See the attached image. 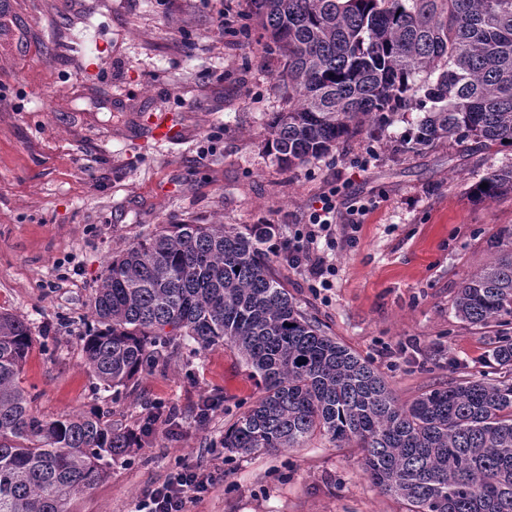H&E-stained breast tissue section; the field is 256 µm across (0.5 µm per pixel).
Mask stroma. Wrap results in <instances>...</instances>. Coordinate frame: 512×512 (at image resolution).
Returning <instances> with one entry per match:
<instances>
[{
	"label": "stroma",
	"mask_w": 512,
	"mask_h": 512,
	"mask_svg": "<svg viewBox=\"0 0 512 512\" xmlns=\"http://www.w3.org/2000/svg\"><path fill=\"white\" fill-rule=\"evenodd\" d=\"M224 2L9 0L21 39L0 44V311L31 327L23 385L47 418L96 410L133 427L157 403L183 414L177 432L158 428L67 510L132 512L144 489L190 464L217 480L189 512H408L371 484L353 444L317 434L279 452L225 453V429L261 391L231 345L178 348L117 397L85 364L90 302L113 254L191 219L272 224L284 243L332 194L371 209L354 240L336 226L332 288L313 292L276 257L301 310L372 361L403 403L490 369L495 328L462 322L452 304L495 248L512 247V197L469 194L512 166V147L397 154L390 139L408 113L387 136L283 172L263 152L267 122L287 107L282 62L242 34L248 0H234L233 23L218 28ZM160 116L174 137L155 138ZM206 399L216 407L201 425Z\"/></svg>",
	"instance_id": "stroma-1"
}]
</instances>
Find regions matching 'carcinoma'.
I'll return each instance as SVG.
<instances>
[{"label":"carcinoma","mask_w":512,"mask_h":512,"mask_svg":"<svg viewBox=\"0 0 512 512\" xmlns=\"http://www.w3.org/2000/svg\"><path fill=\"white\" fill-rule=\"evenodd\" d=\"M288 109L265 150L290 171L416 112L398 153L437 143L512 145V0H248ZM487 187H481V184ZM480 200L512 194V167L486 174ZM273 224H162L112 257L91 303L98 328L83 351L115 393L182 340L228 343L264 382L224 431L247 455L298 448L320 432L356 441L374 487L409 512H512V252L458 289L454 312L498 327L496 378L471 375L401 404L373 364L307 317L274 268ZM33 345L26 321L0 312V512H66L148 428L97 414L47 420L20 375Z\"/></svg>","instance_id":"1"}]
</instances>
